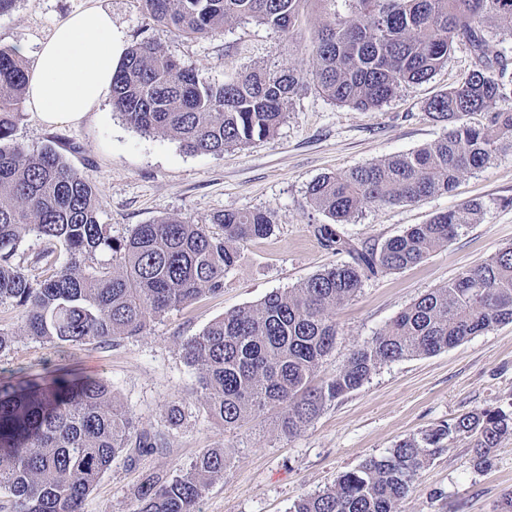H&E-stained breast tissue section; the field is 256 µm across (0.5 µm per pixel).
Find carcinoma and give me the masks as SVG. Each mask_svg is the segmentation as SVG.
<instances>
[{
    "instance_id": "1",
    "label": "carcinoma",
    "mask_w": 512,
    "mask_h": 512,
    "mask_svg": "<svg viewBox=\"0 0 512 512\" xmlns=\"http://www.w3.org/2000/svg\"><path fill=\"white\" fill-rule=\"evenodd\" d=\"M143 15L187 39L214 36L229 20L252 21L285 36L304 0H138ZM347 19L323 24L313 44L311 72L253 68L222 83L186 68L154 41L131 45L112 77V109L145 134L161 133L190 152L221 154L272 136L298 92L312 84L334 102L360 111L378 108L402 86L433 78L458 42L474 68L431 97L426 112L444 136L407 154L324 174L309 187L315 208L338 224L363 207L413 204L452 191L512 147L508 62L489 53L488 23L512 33V0H352ZM28 69L0 47V306L17 312L19 330L0 325V353L18 331L57 346L114 344L142 335L171 310L224 288V273L241 246L271 234V214L232 210L196 224L179 217L138 224L120 240L99 221V195L55 147L28 152L13 141L26 96ZM482 112L485 121L469 116ZM483 204L439 213L380 248H357L328 237L351 261L319 271L294 288L273 291L252 307L212 321L184 344L198 371L206 413L226 427L277 411L281 431L306 427L336 399L359 389L378 367L448 349L495 324L512 323V247L467 268L447 286L417 298L370 340L353 350L330 378L316 380L338 334L331 311L354 298L365 279L424 260L477 223ZM33 233L66 262L46 278L32 277L17 258L22 235ZM512 433V413L477 410L454 423L405 438L379 457L342 473L333 487L307 495L291 512H399L420 470L452 434L474 440L475 466L490 464L500 439ZM138 442L162 439L138 432L132 415L113 403L102 379L48 383L0 381V507L8 512H82V503L112 461ZM222 448H208L168 479L147 477L136 512H198L224 473Z\"/></svg>"
}]
</instances>
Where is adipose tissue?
<instances>
[{
	"label": "adipose tissue",
	"instance_id": "obj_1",
	"mask_svg": "<svg viewBox=\"0 0 512 512\" xmlns=\"http://www.w3.org/2000/svg\"><path fill=\"white\" fill-rule=\"evenodd\" d=\"M124 53L111 14L96 5L71 13L42 41L28 77L25 105L46 125L77 124L112 93Z\"/></svg>",
	"mask_w": 512,
	"mask_h": 512
}]
</instances>
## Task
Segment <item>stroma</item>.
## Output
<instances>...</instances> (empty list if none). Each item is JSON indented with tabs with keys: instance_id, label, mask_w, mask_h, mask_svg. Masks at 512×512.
I'll return each mask as SVG.
<instances>
[{
	"instance_id": "35a3bbf8",
	"label": "stroma",
	"mask_w": 512,
	"mask_h": 512,
	"mask_svg": "<svg viewBox=\"0 0 512 512\" xmlns=\"http://www.w3.org/2000/svg\"><path fill=\"white\" fill-rule=\"evenodd\" d=\"M90 5L107 10L126 44H163L184 66L215 81L274 64L308 71L318 29L332 16L349 17V0H306L300 22L285 36L252 21L230 20L222 34L187 40L149 22L138 0H17L0 15V46L24 48L33 65L41 42L60 21ZM474 67L465 44L425 83L399 88L381 107L360 112L336 104L315 87L301 91L276 134L224 154L188 152L174 137L145 135L111 106L76 125L47 127L31 112L17 122L13 138L28 149L54 146L100 194V221L123 238L139 224L170 216L208 223L225 210H262L273 232L248 242L239 262L224 275V288L155 320L140 336L109 348L95 344L59 348L17 337L0 354V379H51L61 371L106 380L117 406L129 411L139 431L160 435L157 450H124L87 496L84 512H134L136 489L149 474L172 476L208 448L229 460L197 505L199 512H290L300 497L326 490L364 459L386 454L402 439L474 410L512 412V323L499 324L458 345L427 356L381 365L364 384L331 403L306 428L281 431L275 412L226 428L212 420L197 387V372L184 343L225 313L260 303L348 256L326 246L321 228L341 239L381 247L410 225L483 203L479 223L437 248L419 264L364 280L357 296L337 306L335 349L317 370L335 375L351 351L371 339L414 299L454 280L465 269L512 246V150L465 174L455 190L412 205L368 206L337 224L309 199L310 184L417 150L440 139L445 128L426 102L457 84ZM185 407L182 425H170L171 405ZM473 442L451 436L443 452L421 470L400 512H500L512 492V434L503 437L488 467L474 463Z\"/></svg>"
}]
</instances>
